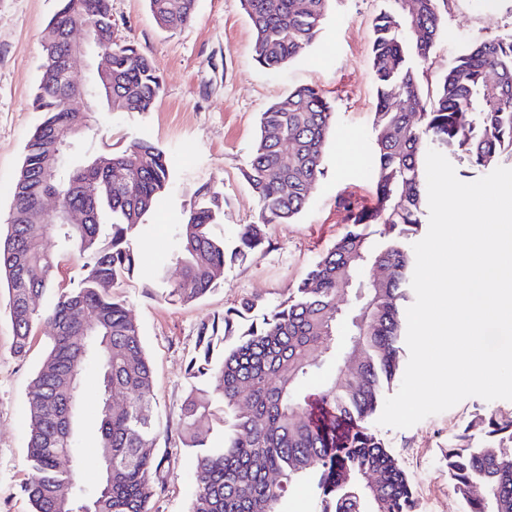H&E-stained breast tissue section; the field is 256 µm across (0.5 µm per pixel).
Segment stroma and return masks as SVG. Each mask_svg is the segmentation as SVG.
<instances>
[{"label": "stroma", "mask_w": 512, "mask_h": 512, "mask_svg": "<svg viewBox=\"0 0 512 512\" xmlns=\"http://www.w3.org/2000/svg\"><path fill=\"white\" fill-rule=\"evenodd\" d=\"M114 38L130 42L159 68L162 90L152 111L116 112L90 153L110 155L135 137L169 154L172 178L161 205L135 237L141 273L118 293L139 325L153 368L154 413L159 420L157 455L162 461L151 512H189L195 458L182 445V405L194 384L187 367L195 354L197 329L242 298L259 296L267 306L287 299L310 266L344 233L337 201L352 196L373 207V113L377 84L370 59L372 21L388 0H331L317 41L276 73L263 71L252 56L253 30L240 0H197L194 19L164 30L147 0H110ZM57 0H0V222L9 210L24 147L41 116L31 99L40 78L42 32ZM512 33V0H448L444 25L422 76L431 99L449 64L470 43ZM311 86L333 104L324 174L301 215L273 224L263 251L224 269L220 284L204 299L180 304L150 277L176 245V226L191 206L204 203L202 188L224 196V214L213 231L233 246L244 225L257 222L259 206L242 170L265 108L290 89ZM0 288V512H32L25 492L31 475L25 417L28 394L48 348V327H39L25 356L13 352V331ZM99 391L87 381L79 403L77 435L85 464L78 483L96 488ZM512 417V401L469 397L451 409L399 429L372 430L395 455L418 500V512H466L448 479L443 453L475 415Z\"/></svg>", "instance_id": "obj_1"}]
</instances>
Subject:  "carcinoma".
Masks as SVG:
<instances>
[{"instance_id": "cac0c4a2", "label": "carcinoma", "mask_w": 512, "mask_h": 512, "mask_svg": "<svg viewBox=\"0 0 512 512\" xmlns=\"http://www.w3.org/2000/svg\"><path fill=\"white\" fill-rule=\"evenodd\" d=\"M156 22L172 29L190 21L196 0H147ZM253 31V57L268 72L280 71L319 36L331 0H240ZM373 21L372 68L378 103L373 113L376 206L363 208L343 197L338 208L345 233L309 268L291 296L271 309L244 298L224 316L201 323L198 354L188 364L192 379L205 377L224 404L222 443L210 446L202 424L211 416L205 390L194 387L182 408L183 445L196 449L195 492L190 512H277L300 475L318 476L323 512H417L398 460L369 429L384 385L399 369L402 302L407 299L411 259L403 240L418 232L425 197L419 156L426 145L451 152L473 171L492 169L512 156V36L469 45L441 77L430 108L422 104L420 70L440 36L448 0H389ZM80 16L99 32L98 52L112 69V89L99 97L111 112H150L162 78L151 58L112 37L110 0H58L42 36V64L32 108L43 114L24 148L6 229L0 234V282L8 292L14 353L27 352L34 329H52L49 351L36 372L26 419L32 473L26 486L33 512H151L158 425L153 415L152 368L141 332L124 304L108 292L138 271L131 238L169 189V155L138 137L112 154L115 182L96 160L75 152L55 159L75 141L77 115L64 105L61 61L71 39L70 20ZM406 107L399 108L397 103ZM334 121L332 104L315 88L300 86L260 114L258 134L243 175L256 197L258 222L227 249L212 226L224 197L190 208L178 225L170 262L180 269L166 297L183 304L206 296L223 278L227 263L264 248L272 224H288L307 206L323 175V155ZM47 193L61 212L82 211L84 224H34L31 214ZM109 223L108 242L100 227ZM384 225L376 245L365 228ZM58 229L61 246L83 260L70 288L54 286L57 257L43 248ZM359 301L347 320L356 370L336 366L315 390L308 381L330 348L338 301ZM48 299L32 307L28 296ZM84 325L88 347L72 348L70 330ZM224 352L214 357V341ZM97 372L101 399L95 464L99 485L91 492L57 460L70 455L75 468V431L58 428L57 414L72 405L77 419L85 373ZM125 402L112 406L107 393ZM478 445H472L475 435ZM512 419L475 416L448 442V480L468 512H512ZM479 485L482 495L471 497Z\"/></svg>"}]
</instances>
